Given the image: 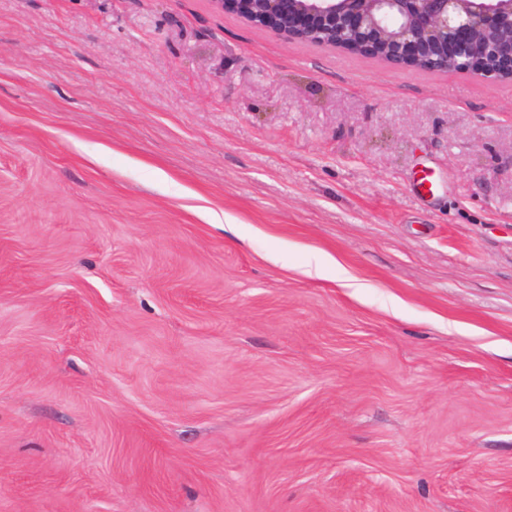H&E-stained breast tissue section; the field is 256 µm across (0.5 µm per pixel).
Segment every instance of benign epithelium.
<instances>
[{"instance_id":"7a95c632","label":"benign epithelium","mask_w":512,"mask_h":512,"mask_svg":"<svg viewBox=\"0 0 512 512\" xmlns=\"http://www.w3.org/2000/svg\"><path fill=\"white\" fill-rule=\"evenodd\" d=\"M286 40L393 65L512 79V0H211Z\"/></svg>"}]
</instances>
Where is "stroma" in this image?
Listing matches in <instances>:
<instances>
[{
    "instance_id": "35a3bbf8",
    "label": "stroma",
    "mask_w": 512,
    "mask_h": 512,
    "mask_svg": "<svg viewBox=\"0 0 512 512\" xmlns=\"http://www.w3.org/2000/svg\"><path fill=\"white\" fill-rule=\"evenodd\" d=\"M0 512H512V81L0 0Z\"/></svg>"
}]
</instances>
